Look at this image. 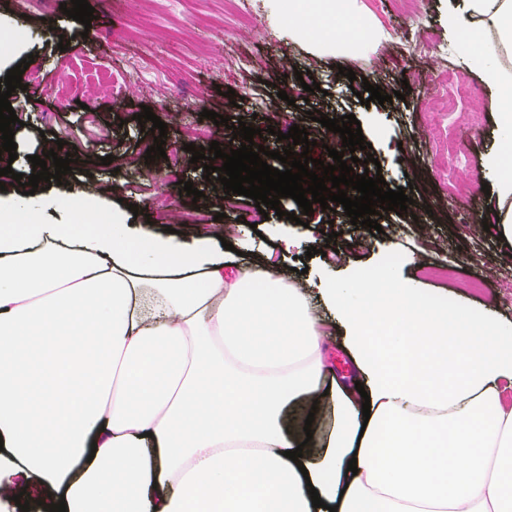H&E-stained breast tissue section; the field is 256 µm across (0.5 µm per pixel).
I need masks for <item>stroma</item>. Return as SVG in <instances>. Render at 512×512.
Returning a JSON list of instances; mask_svg holds the SVG:
<instances>
[{
  "label": "stroma",
  "instance_id": "1",
  "mask_svg": "<svg viewBox=\"0 0 512 512\" xmlns=\"http://www.w3.org/2000/svg\"><path fill=\"white\" fill-rule=\"evenodd\" d=\"M459 2L410 0L404 5L400 0H358L392 39L377 51L350 55L332 47L313 53L308 37L284 21L283 0H245L259 26L242 38L236 36L230 20L220 32L196 23L199 14L222 15V0H89L96 17L87 27L62 13L61 0H0V39L10 43L8 50L0 51V92L6 89L7 71L22 59L31 61L22 75L26 90H15L10 98L20 120L14 129L18 157L13 170L29 173L30 156L63 140L64 151L95 158L93 164L73 173L70 184L85 189L94 209L120 214L129 224H142L153 211L155 185L144 181L134 189L102 194L113 168L100 159L109 154L139 157L142 144L154 138L136 119L143 107L167 122L165 148L178 152L185 141L179 127L168 122L173 112L212 110L234 121L244 120L250 127L274 128L275 133L294 125L315 132L318 124L310 114L317 110L331 119L352 114L372 145L388 187L409 188L413 205L400 214L384 212L376 230L352 225L341 208L315 210L301 225L270 215L259 227L264 241L256 246L255 258L273 263L288 281L312 291L321 280L366 275L388 259L398 275L416 283L428 300L462 304L475 314L512 325V304L503 301L491 280L494 271L512 263V246L492 231L472 236L456 209L437 204L449 194L441 175L444 157L436 148L449 119L429 107L428 89L443 71L466 76L474 97L464 108L483 115L481 123L459 130L465 161L456 171L457 181L471 187L476 219L494 223L500 204L497 194L482 190L485 157L512 154L491 105L493 89L482 72V53L461 52L460 33L448 29V14ZM141 20L148 21L149 35L126 38V30ZM233 42L248 55L247 65L239 70L219 69V60ZM283 57L303 73V80L283 77L276 68ZM132 67L140 77L127 84L121 95L95 93L101 71ZM344 68L354 71L355 80L341 76ZM379 77L387 93L404 91V99L361 105L357 91L364 81ZM63 80L70 85L64 98L54 93ZM313 82L318 90L304 91V84ZM281 87L287 88V99L278 98ZM254 89L263 92L262 108L253 109L246 102L233 106V97ZM275 133L266 144L276 152L283 144ZM405 145L414 156L409 166L402 160ZM184 178L202 196L191 199L176 184L167 188L178 205L165 223L180 231L182 238L196 232L188 215L197 207L211 216L225 212L226 223H241L239 213L225 211L223 189L206 181L202 170L186 165ZM70 184L44 190L47 220H63L69 210ZM311 246L318 253L309 258L305 252Z\"/></svg>",
  "mask_w": 512,
  "mask_h": 512
}]
</instances>
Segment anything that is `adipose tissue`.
<instances>
[{
  "instance_id": "obj_1",
  "label": "adipose tissue",
  "mask_w": 512,
  "mask_h": 512,
  "mask_svg": "<svg viewBox=\"0 0 512 512\" xmlns=\"http://www.w3.org/2000/svg\"><path fill=\"white\" fill-rule=\"evenodd\" d=\"M319 8L373 27L357 0H288ZM448 26L496 39L484 73L512 141V0H462ZM73 223L0 197V512L29 486L32 512H512L511 326L382 262L319 292L355 389L305 290L234 263L212 228ZM295 405L330 411L329 432L306 436ZM344 332L336 328L328 336L326 342V353L330 361L336 364V370L339 374H347L349 372V362L343 352Z\"/></svg>"
}]
</instances>
